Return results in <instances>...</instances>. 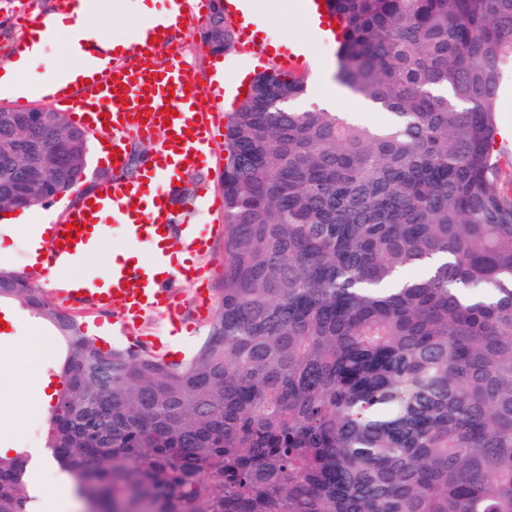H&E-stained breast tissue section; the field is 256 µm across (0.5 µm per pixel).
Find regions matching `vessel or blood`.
Returning a JSON list of instances; mask_svg holds the SVG:
<instances>
[{
  "label": "vessel or blood",
  "mask_w": 512,
  "mask_h": 512,
  "mask_svg": "<svg viewBox=\"0 0 512 512\" xmlns=\"http://www.w3.org/2000/svg\"><path fill=\"white\" fill-rule=\"evenodd\" d=\"M240 0H224V15L238 34L240 50H247L257 31L247 21L238 4ZM84 66L91 71L88 84L80 93L59 90L46 97L48 106L66 112L77 125L103 141L107 164L114 179L100 184V193L92 203L69 209L62 222L50 225L42 237L44 255L28 264V271L39 277H55L58 296L74 300L95 310H113L125 323L136 322L148 309L163 310L171 322H180L186 306L173 283L182 275L181 265L165 271L166 258L174 238H181L189 250L203 253L220 238L219 224L185 223L179 211L181 188L177 178L182 168H196L208 159L210 132L206 113L197 112L199 99H206L212 108H220L222 96L198 88L183 61L177 60L163 75L154 76L142 68L143 45H134L132 63L102 67L103 53L94 40L83 46ZM136 135L148 140L152 152L144 161L145 177L132 182L120 178L128 163L126 138ZM155 203H147V196ZM119 210L135 215L136 221L124 225L126 238L153 254L149 263L121 266L104 277L93 279L84 286H74L58 278V271L77 256L89 252L105 239L106 224L97 215L102 211ZM77 224V238L66 241V225ZM129 351L144 350L171 360L172 355L160 337L132 336Z\"/></svg>",
  "instance_id": "1"
}]
</instances>
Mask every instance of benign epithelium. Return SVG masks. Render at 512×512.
I'll list each match as a JSON object with an SVG mask.
<instances>
[{
  "label": "benign epithelium",
  "instance_id": "1",
  "mask_svg": "<svg viewBox=\"0 0 512 512\" xmlns=\"http://www.w3.org/2000/svg\"><path fill=\"white\" fill-rule=\"evenodd\" d=\"M0 124L14 130L16 136L0 163V195L9 199V209L36 203L43 206L60 198L56 194L37 200L32 195L37 185L51 177L58 182L83 179L86 131L76 128L70 131L69 142L59 143L56 124L46 106L29 114L0 108Z\"/></svg>",
  "mask_w": 512,
  "mask_h": 512
}]
</instances>
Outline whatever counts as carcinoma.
<instances>
[{
  "instance_id": "cac0c4a2",
  "label": "carcinoma",
  "mask_w": 512,
  "mask_h": 512,
  "mask_svg": "<svg viewBox=\"0 0 512 512\" xmlns=\"http://www.w3.org/2000/svg\"><path fill=\"white\" fill-rule=\"evenodd\" d=\"M379 128L257 76L226 125L224 280L182 366L65 348L45 447L87 512H512V193L495 103L512 0H328ZM423 274L395 284L396 273ZM0 456V512H29Z\"/></svg>"
}]
</instances>
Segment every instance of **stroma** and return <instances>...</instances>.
Returning <instances> with one entry per match:
<instances>
[{"mask_svg":"<svg viewBox=\"0 0 512 512\" xmlns=\"http://www.w3.org/2000/svg\"><path fill=\"white\" fill-rule=\"evenodd\" d=\"M58 0H0V60L6 58L21 42L26 32L24 26L15 24L14 18L21 13H47L56 8ZM291 0H264L263 10L260 14L261 25L267 37L283 46H296L303 38V30L298 17L291 11ZM206 25L187 18L183 27L168 43L159 45L153 55L155 68H167L175 57H182L191 67L198 85H206L211 78L212 64L215 59H223L226 70L238 72L247 71L258 74L275 68L272 60L263 59L260 47H250L248 52H239L237 47H230L222 56H215L202 38L201 34ZM75 56L65 52L61 44L47 43L43 54L35 58L28 71L22 73L19 81L26 86V96L32 106H40V96L34 86L52 69H62L76 65ZM233 103H226L224 108L211 111V141L209 145V159L206 167L199 172L186 173L184 179L191 190H205L212 194L222 191L224 177V164L226 153L224 151V135L227 125V114L233 111ZM112 171L107 168L97 152H90L86 177L79 182L66 196L54 200L52 203L34 209L32 221L36 224L54 223L63 208L76 202L84 193L86 187L95 185L96 181L111 177ZM35 287L41 288L52 307L76 316L83 333H90L92 327L110 326L118 322L117 313L89 311L77 303L59 299L53 292L54 284L47 278H33ZM10 315L8 327L0 332V362L8 361L10 353L19 337L38 333L45 336L51 343L50 354L43 362V371L51 384H59L60 378L56 372V364L61 358L64 349L60 344L54 328L43 317L35 315L25 306L12 304L9 307ZM130 333L135 336L157 335L169 337L174 347L186 345L197 346L204 334L203 326L196 325L189 331L180 332L175 329L167 317L155 311L146 312L135 325L130 326ZM47 409L29 411L25 429L22 433H15L9 425L0 421V447H9L15 451L30 455L45 453V428Z\"/></svg>","mask_w":512,"mask_h":512,"instance_id":"1","label":"stroma"}]
</instances>
